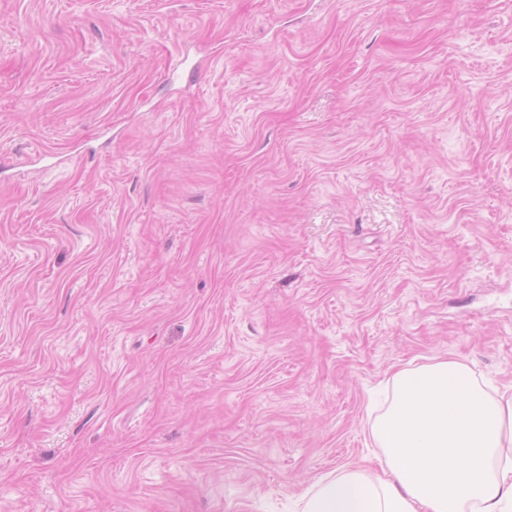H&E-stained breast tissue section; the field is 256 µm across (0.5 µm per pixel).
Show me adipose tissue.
Instances as JSON below:
<instances>
[{
  "label": "adipose tissue",
  "mask_w": 512,
  "mask_h": 512,
  "mask_svg": "<svg viewBox=\"0 0 512 512\" xmlns=\"http://www.w3.org/2000/svg\"><path fill=\"white\" fill-rule=\"evenodd\" d=\"M391 386L372 427L381 474L320 479L296 512H512V394L491 395L467 365L440 359L397 371Z\"/></svg>",
  "instance_id": "1"
}]
</instances>
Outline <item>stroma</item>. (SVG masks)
<instances>
[{
	"mask_svg": "<svg viewBox=\"0 0 512 512\" xmlns=\"http://www.w3.org/2000/svg\"><path fill=\"white\" fill-rule=\"evenodd\" d=\"M434 358L512 386V0H0V512H293Z\"/></svg>",
	"mask_w": 512,
	"mask_h": 512,
	"instance_id": "35a3bbf8",
	"label": "stroma"
}]
</instances>
